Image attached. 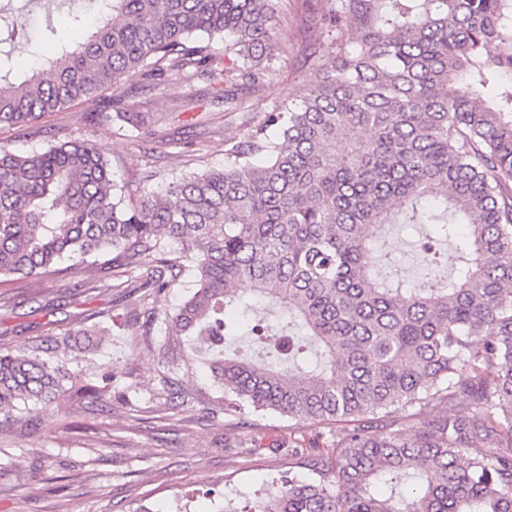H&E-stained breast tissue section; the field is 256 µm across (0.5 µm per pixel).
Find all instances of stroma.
Listing matches in <instances>:
<instances>
[{
	"label": "stroma",
	"mask_w": 512,
	"mask_h": 512,
	"mask_svg": "<svg viewBox=\"0 0 512 512\" xmlns=\"http://www.w3.org/2000/svg\"><path fill=\"white\" fill-rule=\"evenodd\" d=\"M25 3L15 0L28 37L12 57L20 74L37 56L54 54V44L37 37L46 24L66 39L77 36L66 12L28 11ZM331 6L332 0H273L274 73L253 83L233 79L237 100L229 111L212 105L203 84L190 87L167 75L160 89L148 93L150 111L168 115L154 134H178L166 156L151 155L153 134L133 135L118 120L95 125L78 102L31 124L0 128V145L24 153L89 136L125 178L151 167L180 174L222 167L225 138L260 123L272 107L298 101L326 63L329 36L316 19ZM188 95L190 118L170 116L172 105ZM52 286L49 279L15 277L0 283V349L22 351L39 343L47 358L66 357L72 372L91 376L82 352L60 353L54 340L66 329L97 324V311L122 309L127 301L114 291L80 295L49 312L44 305L53 298ZM192 288L185 276L178 288L152 299L151 332L132 317L102 337L97 362L117 373L109 405L81 404L68 420L32 417L0 428V512H133L140 506L175 512L183 503L190 512H255L284 477L312 479L287 445L294 437L330 439L335 425L303 426L277 413L225 408L223 386L168 330L167 314Z\"/></svg>",
	"instance_id": "1"
}]
</instances>
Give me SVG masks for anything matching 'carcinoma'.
Returning <instances> with one entry per match:
<instances>
[{"label":"carcinoma","mask_w":512,"mask_h":512,"mask_svg":"<svg viewBox=\"0 0 512 512\" xmlns=\"http://www.w3.org/2000/svg\"><path fill=\"white\" fill-rule=\"evenodd\" d=\"M13 2L0 0V43L21 35ZM270 2L88 0L94 22L72 18L81 40L31 73L0 53V126L94 106L110 89L122 111L92 118L140 133L166 116L141 111L124 83L156 90L168 74L202 81L229 109L230 71L211 43L225 42L246 79L271 75ZM330 22L351 39L331 40L300 104L225 139L222 168L121 185L90 137L1 147L0 277L56 276L63 260L78 273L111 254L115 282L101 287L143 308L148 327L151 297L189 274L194 292L169 329L204 345L225 406L354 423L308 457L319 479H288L263 512H512V0H337ZM388 224L432 225L423 263L450 265L448 280L382 276L399 266ZM457 238L452 256L435 248ZM247 291L293 317L250 329L277 364L226 352L225 317L252 309ZM101 318L56 347L125 323L110 309ZM41 351L0 352V414L21 403L72 416L56 397L69 374ZM113 379L72 392L102 403ZM399 414L428 420L410 433ZM404 480L419 481L411 497L377 491Z\"/></svg>","instance_id":"obj_1"}]
</instances>
